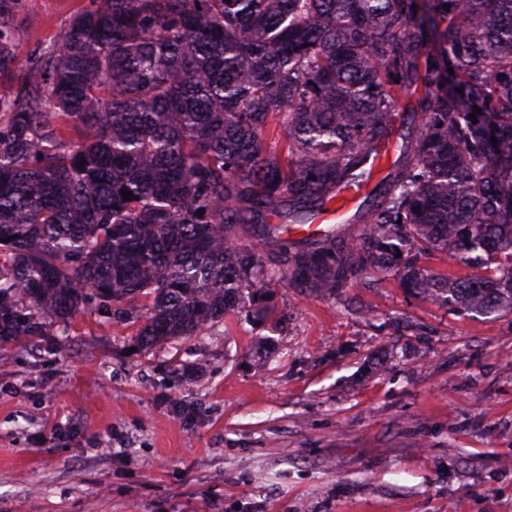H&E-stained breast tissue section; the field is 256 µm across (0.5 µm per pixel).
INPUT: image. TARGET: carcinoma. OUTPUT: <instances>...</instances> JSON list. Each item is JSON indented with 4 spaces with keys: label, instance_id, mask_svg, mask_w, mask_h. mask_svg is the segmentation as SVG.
<instances>
[{
    "label": "carcinoma",
    "instance_id": "carcinoma-1",
    "mask_svg": "<svg viewBox=\"0 0 512 512\" xmlns=\"http://www.w3.org/2000/svg\"><path fill=\"white\" fill-rule=\"evenodd\" d=\"M21 3L0 0V75ZM27 85L0 96V337L96 304L149 348L235 310L278 322L285 281L334 300L375 269L512 312V0H89ZM352 185L343 223L292 235ZM421 265L436 272L451 273L460 276L468 275L473 271V269L469 267L449 265L448 256L440 252L432 253L423 258Z\"/></svg>",
    "mask_w": 512,
    "mask_h": 512
}]
</instances>
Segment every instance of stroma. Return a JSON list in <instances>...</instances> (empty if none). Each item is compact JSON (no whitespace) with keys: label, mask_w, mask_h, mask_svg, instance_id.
Returning a JSON list of instances; mask_svg holds the SVG:
<instances>
[{"label":"stroma","mask_w":512,"mask_h":512,"mask_svg":"<svg viewBox=\"0 0 512 512\" xmlns=\"http://www.w3.org/2000/svg\"><path fill=\"white\" fill-rule=\"evenodd\" d=\"M87 3L25 0L0 94ZM276 304L147 351L90 308L0 339V512H512V313L384 272Z\"/></svg>","instance_id":"stroma-1"}]
</instances>
